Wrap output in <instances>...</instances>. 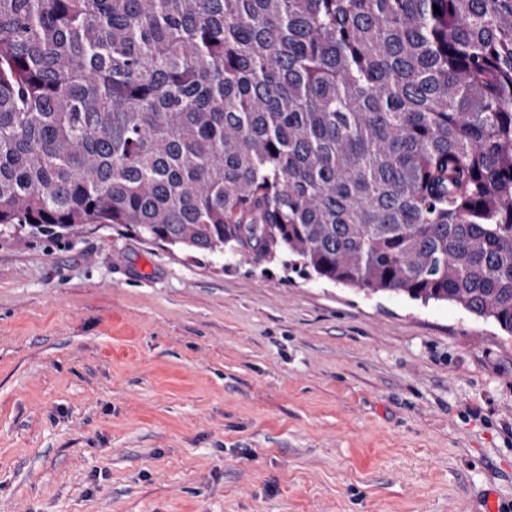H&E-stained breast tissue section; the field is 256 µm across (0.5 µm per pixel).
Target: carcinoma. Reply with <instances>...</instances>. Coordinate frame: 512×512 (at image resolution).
I'll list each match as a JSON object with an SVG mask.
<instances>
[{
  "instance_id": "obj_1",
  "label": "carcinoma",
  "mask_w": 512,
  "mask_h": 512,
  "mask_svg": "<svg viewBox=\"0 0 512 512\" xmlns=\"http://www.w3.org/2000/svg\"><path fill=\"white\" fill-rule=\"evenodd\" d=\"M86 224L512 335V0H0V229Z\"/></svg>"
}]
</instances>
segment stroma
<instances>
[{
  "label": "stroma",
  "instance_id": "35a3bbf8",
  "mask_svg": "<svg viewBox=\"0 0 512 512\" xmlns=\"http://www.w3.org/2000/svg\"><path fill=\"white\" fill-rule=\"evenodd\" d=\"M512 512V336L88 224L0 236V512Z\"/></svg>",
  "mask_w": 512,
  "mask_h": 512
}]
</instances>
